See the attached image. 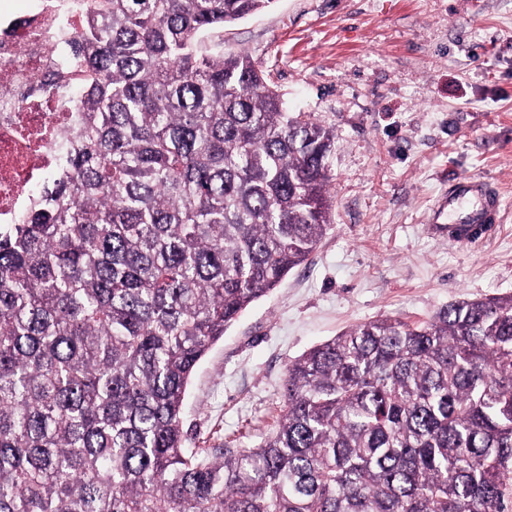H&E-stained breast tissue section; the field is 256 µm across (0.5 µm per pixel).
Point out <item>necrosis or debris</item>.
I'll list each match as a JSON object with an SVG mask.
<instances>
[{
	"label": "necrosis or debris",
	"mask_w": 512,
	"mask_h": 512,
	"mask_svg": "<svg viewBox=\"0 0 512 512\" xmlns=\"http://www.w3.org/2000/svg\"><path fill=\"white\" fill-rule=\"evenodd\" d=\"M68 55L37 23L12 20L0 31L1 224L13 223L40 180L58 168L59 133L74 111L52 74Z\"/></svg>",
	"instance_id": "obj_1"
}]
</instances>
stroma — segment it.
I'll return each instance as SVG.
<instances>
[{
    "label": "stroma",
    "mask_w": 512,
    "mask_h": 512,
    "mask_svg": "<svg viewBox=\"0 0 512 512\" xmlns=\"http://www.w3.org/2000/svg\"><path fill=\"white\" fill-rule=\"evenodd\" d=\"M298 112L331 126V228L227 329L187 392L203 448L252 446L289 360L361 322L512 294V0H274L224 29ZM466 175L501 196L484 240L430 224Z\"/></svg>",
    "instance_id": "35a3bbf8"
}]
</instances>
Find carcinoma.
Instances as JSON below:
<instances>
[{"label": "carcinoma", "instance_id": "carcinoma-1", "mask_svg": "<svg viewBox=\"0 0 512 512\" xmlns=\"http://www.w3.org/2000/svg\"><path fill=\"white\" fill-rule=\"evenodd\" d=\"M273 0H71L65 163L0 224V512H512V295L290 361L255 447L186 394L331 227L332 127L224 27Z\"/></svg>", "mask_w": 512, "mask_h": 512}]
</instances>
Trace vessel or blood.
Returning a JSON list of instances; mask_svg holds the SVG:
<instances>
[{"label": "vessel or blood", "instance_id": "1", "mask_svg": "<svg viewBox=\"0 0 512 512\" xmlns=\"http://www.w3.org/2000/svg\"><path fill=\"white\" fill-rule=\"evenodd\" d=\"M499 194L483 178L466 176L445 195L434 213L449 241L479 242L490 232L498 219Z\"/></svg>", "mask_w": 512, "mask_h": 512}]
</instances>
